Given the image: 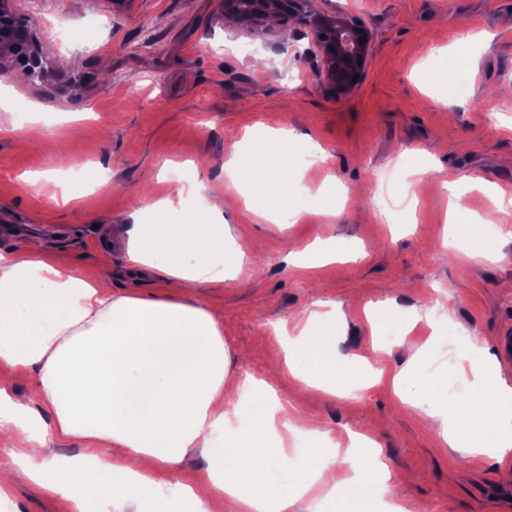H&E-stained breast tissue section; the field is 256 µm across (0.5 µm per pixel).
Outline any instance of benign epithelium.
<instances>
[{"label": "benign epithelium", "instance_id": "obj_1", "mask_svg": "<svg viewBox=\"0 0 512 512\" xmlns=\"http://www.w3.org/2000/svg\"><path fill=\"white\" fill-rule=\"evenodd\" d=\"M12 0H0V46L14 50L13 66L0 61V79L10 81L24 69L42 79L46 69L38 67L42 59L30 23L11 7ZM224 15L256 33L266 30L271 18L294 19L307 28L314 39L316 68L325 76L337 95L350 93L356 84L353 76L362 74L372 48L373 34L359 19L338 9L315 7V0H224Z\"/></svg>", "mask_w": 512, "mask_h": 512}]
</instances>
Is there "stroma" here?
I'll return each mask as SVG.
<instances>
[{
	"label": "stroma",
	"instance_id": "stroma-1",
	"mask_svg": "<svg viewBox=\"0 0 512 512\" xmlns=\"http://www.w3.org/2000/svg\"><path fill=\"white\" fill-rule=\"evenodd\" d=\"M351 9L374 35L361 82L336 96L308 51L313 36L293 22H274L264 35L224 18V0H15L51 62L48 78L11 84L14 103L0 109V225L21 230L0 236V251L20 249L42 225L56 233L48 256L89 276L103 273L115 291L162 295L160 273L127 255L128 224L139 199L173 198L189 221L202 215L199 195L224 201L212 221L237 240L263 248L264 275L243 264L223 287L191 284L188 296L207 301L224 323L231 368L272 381L290 412L312 428L346 442L369 434L382 459L405 482L392 494L415 512H512V456L465 458L443 445L422 413L384 384L350 398L289 391L275 378L270 352L279 325L294 327L318 304L338 316L336 349L343 357L370 353L372 316L384 306L412 315V340L439 335V353L472 338L512 387V362L500 357L512 336V231L499 233L498 259L473 260L444 245L451 187L479 181L512 183V0H323ZM466 63L447 71L424 60L466 37ZM469 86L459 96L455 80ZM37 150L11 131L30 109ZM74 163L102 168L104 185L84 189L79 203L61 189L19 191L23 179L58 167L59 127L74 111ZM260 122L293 129L326 153L328 165L309 170L312 191L336 187L333 208L301 202L292 224H275L248 210L224 174V162L246 128ZM425 162L411 208H397L395 225L381 223L389 200L400 198L407 158ZM336 239L358 257L315 268L288 265L283 245ZM111 241L112 256L100 255ZM0 512H69L68 503L18 476Z\"/></svg>",
	"mask_w": 512,
	"mask_h": 512
}]
</instances>
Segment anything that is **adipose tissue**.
<instances>
[{"instance_id": "adipose-tissue-1", "label": "adipose tissue", "mask_w": 512, "mask_h": 512, "mask_svg": "<svg viewBox=\"0 0 512 512\" xmlns=\"http://www.w3.org/2000/svg\"><path fill=\"white\" fill-rule=\"evenodd\" d=\"M293 136L290 130L257 124L224 163L228 181L257 186L254 210L279 219L288 198ZM163 220L132 224L128 254L135 264L160 272L167 288L203 280L220 283L246 256L228 243L220 224L190 223L160 199ZM485 227L470 221L463 205L449 215L451 238H468L470 258L492 262ZM336 314L310 313L298 333L276 330L275 346L289 383L325 393L349 379L350 367L336 357ZM232 354L224 324L197 301L148 300L113 293L103 278H85L46 256L39 243L0 253V502L8 500L16 472L60 494L70 512H88L90 502H108L113 512H210L217 500L234 512H292L303 497L330 502L336 512H373L394 475L384 462L367 467L354 455L374 447L369 436L352 433L349 449H325L327 435L305 431L289 415L267 380L229 371ZM24 374L35 377L36 404L7 388ZM390 384L426 416L445 414L470 424L467 434L442 432L444 442L464 456L512 448V388L495 396L476 392L460 403L448 394V375L425 380L399 373ZM308 433L296 462L288 440ZM77 439L76 462L60 465L47 453L53 439ZM207 461L196 483L164 493L190 449ZM353 464L356 474L336 471Z\"/></svg>"}]
</instances>
